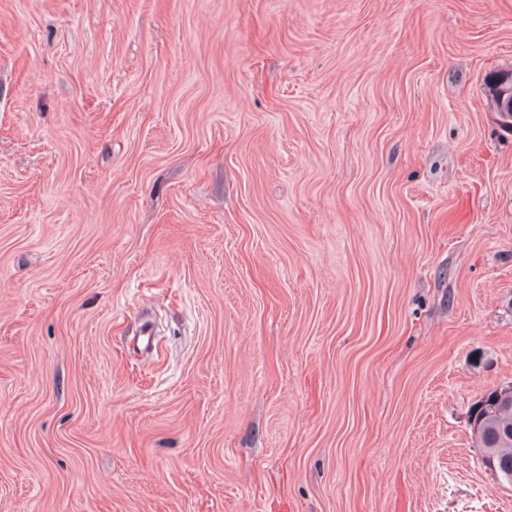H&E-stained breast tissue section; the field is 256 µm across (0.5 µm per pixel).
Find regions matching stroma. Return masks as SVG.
<instances>
[{"label":"stroma","instance_id":"obj_1","mask_svg":"<svg viewBox=\"0 0 512 512\" xmlns=\"http://www.w3.org/2000/svg\"><path fill=\"white\" fill-rule=\"evenodd\" d=\"M510 69L512 0H0V512H512ZM482 398L472 407L470 416L478 412L477 419H484L480 435L473 443L481 449L482 462L492 459L502 482L512 484V398L501 401L486 412L480 409Z\"/></svg>","mask_w":512,"mask_h":512}]
</instances>
